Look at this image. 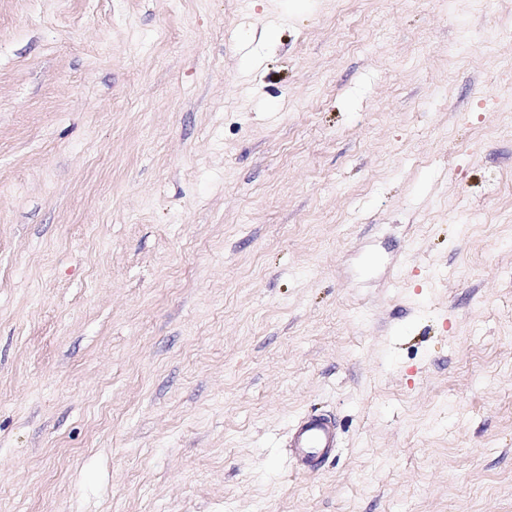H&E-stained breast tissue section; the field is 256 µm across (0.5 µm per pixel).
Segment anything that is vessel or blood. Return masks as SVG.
<instances>
[{
    "instance_id": "obj_1",
    "label": "vessel or blood",
    "mask_w": 512,
    "mask_h": 512,
    "mask_svg": "<svg viewBox=\"0 0 512 512\" xmlns=\"http://www.w3.org/2000/svg\"><path fill=\"white\" fill-rule=\"evenodd\" d=\"M339 427L328 414H309L297 420L286 446L297 472L313 475L334 456L338 444Z\"/></svg>"
}]
</instances>
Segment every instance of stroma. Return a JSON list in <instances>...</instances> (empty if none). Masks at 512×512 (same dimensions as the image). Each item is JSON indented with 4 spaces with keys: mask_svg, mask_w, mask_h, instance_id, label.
I'll list each match as a JSON object with an SVG mask.
<instances>
[{
    "mask_svg": "<svg viewBox=\"0 0 512 512\" xmlns=\"http://www.w3.org/2000/svg\"><path fill=\"white\" fill-rule=\"evenodd\" d=\"M494 24L0 0V512H512ZM339 427L328 414H309L297 420L288 435L285 448L294 469L303 474H316L335 455Z\"/></svg>",
    "mask_w": 512,
    "mask_h": 512,
    "instance_id": "1",
    "label": "stroma"
}]
</instances>
